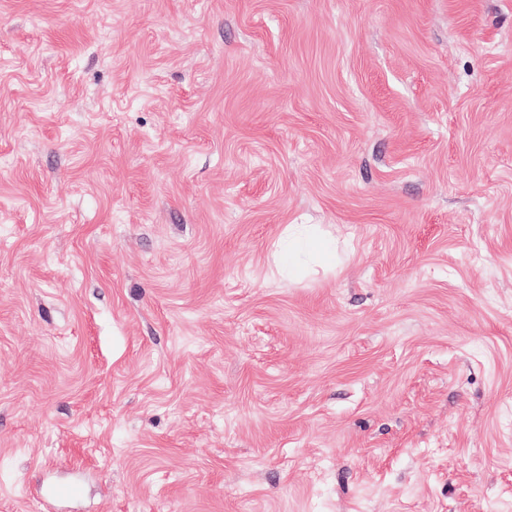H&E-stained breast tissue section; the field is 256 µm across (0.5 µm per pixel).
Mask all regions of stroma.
<instances>
[{"label":"stroma","mask_w":512,"mask_h":512,"mask_svg":"<svg viewBox=\"0 0 512 512\" xmlns=\"http://www.w3.org/2000/svg\"><path fill=\"white\" fill-rule=\"evenodd\" d=\"M0 512H512V0H0Z\"/></svg>","instance_id":"obj_1"}]
</instances>
